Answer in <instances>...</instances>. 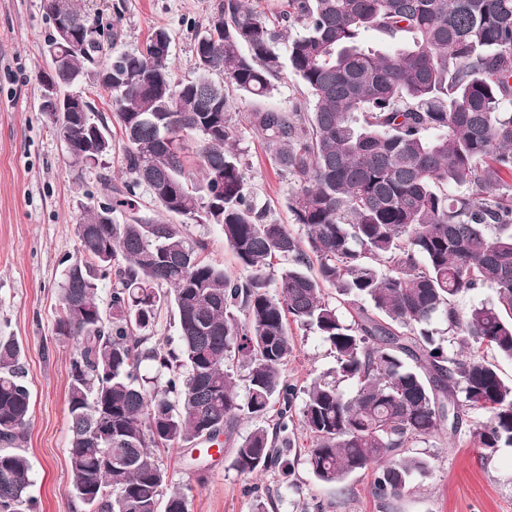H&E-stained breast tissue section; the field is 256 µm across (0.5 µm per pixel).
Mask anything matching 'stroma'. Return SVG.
<instances>
[{
    "mask_svg": "<svg viewBox=\"0 0 512 512\" xmlns=\"http://www.w3.org/2000/svg\"><path fill=\"white\" fill-rule=\"evenodd\" d=\"M220 0H83L91 22L118 30V49L134 50L150 34L165 29L171 39L175 77L192 76L194 36L204 28ZM52 33L44 0H0V335L23 348L25 381L31 392V420L24 447L31 460L30 495L37 512H85L72 495L68 478L69 419L67 383L72 342L55 332L58 297L67 263L76 259L75 224L82 204L97 194L100 180L118 178L123 141L110 94L91 79L78 91L112 131L113 150L104 164L85 170L69 167L64 144L39 108L38 73L48 64L46 42ZM268 99L238 101L242 162L258 204L270 221L292 224L286 201L295 183L274 163L272 150L254 130L251 113L276 108L289 112L310 104L292 74L277 82ZM190 242L202 243V258L234 271L238 265L211 224L186 226ZM297 351L287 367L290 382L306 387L329 372L335 360L326 343L297 331ZM430 462L401 498L383 505L372 491L373 477L354 474L344 487L324 485L305 463L290 477L272 469L243 477L230 466L232 443L191 456L173 448L156 454L188 495L189 512H252L255 499L271 500L273 512H512V448L480 456L465 436L440 432L416 442Z\"/></svg>",
    "mask_w": 512,
    "mask_h": 512,
    "instance_id": "1",
    "label": "stroma"
}]
</instances>
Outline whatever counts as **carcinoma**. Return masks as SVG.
<instances>
[{
  "mask_svg": "<svg viewBox=\"0 0 512 512\" xmlns=\"http://www.w3.org/2000/svg\"><path fill=\"white\" fill-rule=\"evenodd\" d=\"M68 7L92 40L89 56L61 66L112 92L124 140L123 188L102 185L126 221L82 207L55 320L75 345L68 473L87 512H188L152 454L221 435L241 475L290 476L302 458L318 482L340 485L371 468L386 503L430 469L413 444L459 434L470 415L483 417L466 433L480 454L512 448V380L480 355L512 359V0H288L273 20L222 0L195 37L197 75L181 82L155 52L165 30L120 51L118 33L101 42L76 0ZM286 22L302 32L288 36ZM285 71L310 111L251 121L295 179L287 208L302 237L266 220L237 135V97H273ZM95 127L107 157L112 135L94 110L53 126L72 142L71 167L93 166ZM141 187L167 221L141 210ZM192 213L220 228L247 276L201 258L184 231ZM483 288L494 300L460 315L455 297ZM169 305L174 348L152 336ZM296 327L336 361L302 390L286 375ZM22 354L0 336V512L36 510ZM244 419L260 425L241 435ZM298 430L311 443L302 456Z\"/></svg>",
  "mask_w": 512,
  "mask_h": 512,
  "instance_id": "1",
  "label": "carcinoma"
}]
</instances>
